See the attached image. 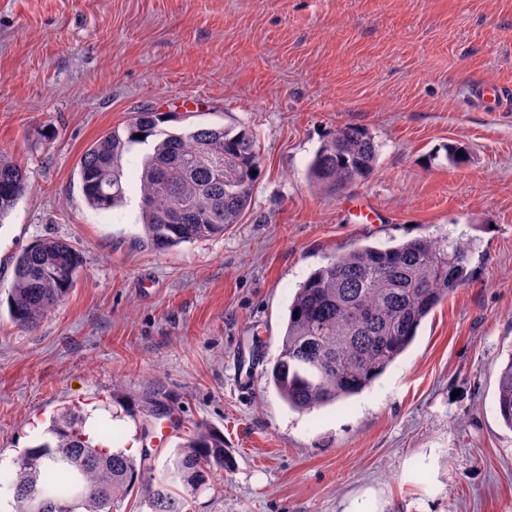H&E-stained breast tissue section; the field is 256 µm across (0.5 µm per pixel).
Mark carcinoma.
I'll use <instances>...</instances> for the list:
<instances>
[{"label": "carcinoma", "mask_w": 512, "mask_h": 512, "mask_svg": "<svg viewBox=\"0 0 512 512\" xmlns=\"http://www.w3.org/2000/svg\"><path fill=\"white\" fill-rule=\"evenodd\" d=\"M171 112L134 113L123 131L100 136L79 162L85 204L96 211L124 196L123 159L155 138L140 162L141 224L160 249L224 234L252 202L260 168L255 133L245 126L174 128ZM378 146L368 129L342 125L316 150L310 183L336 193L376 167ZM30 190L26 169L0 151V222ZM472 247L447 234L392 245H356L314 270L288 306L280 353L266 371L289 408L307 411L342 402L372 387L412 344L427 316L470 278ZM83 268L72 244L43 238L13 257L7 294L10 318L34 328L71 292ZM497 409L512 429V353L498 376ZM80 415L53 421L50 438L26 449L11 480L15 512H117L127 496L146 492L150 512H186L188 496L227 464L224 433L198 424L175 449L160 476L147 456L93 446Z\"/></svg>", "instance_id": "obj_1"}]
</instances>
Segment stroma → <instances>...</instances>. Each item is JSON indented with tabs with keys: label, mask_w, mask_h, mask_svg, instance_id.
Listing matches in <instances>:
<instances>
[{
	"label": "stroma",
	"mask_w": 512,
	"mask_h": 512,
	"mask_svg": "<svg viewBox=\"0 0 512 512\" xmlns=\"http://www.w3.org/2000/svg\"><path fill=\"white\" fill-rule=\"evenodd\" d=\"M480 85L506 103L475 98ZM146 107L256 133L242 223L158 250L139 221L142 145L123 160V203L85 205L87 145ZM345 124L370 131L378 162L328 194L306 170ZM449 143L464 164L436 157ZM0 149L31 185L0 224V298L35 240L85 258L37 327L0 315V512L15 460L53 419L77 408L127 451L153 401L182 421L156 466L195 424L224 433L232 464L190 512H512L497 410L512 355V0H0ZM444 231L475 244L469 283L370 389L289 409L264 375L299 283L355 244Z\"/></svg>",
	"instance_id": "1"
}]
</instances>
